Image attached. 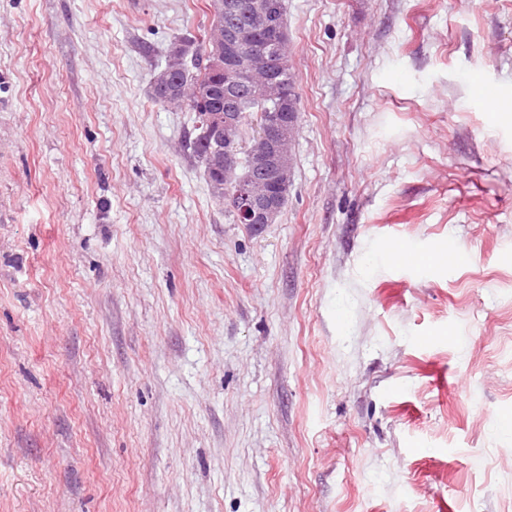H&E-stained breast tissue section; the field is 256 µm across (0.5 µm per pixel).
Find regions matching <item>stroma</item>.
Returning <instances> with one entry per match:
<instances>
[{
	"mask_svg": "<svg viewBox=\"0 0 512 512\" xmlns=\"http://www.w3.org/2000/svg\"><path fill=\"white\" fill-rule=\"evenodd\" d=\"M285 3L238 224L152 98L212 0H0V512H512V0Z\"/></svg>",
	"mask_w": 512,
	"mask_h": 512,
	"instance_id": "obj_1",
	"label": "stroma"
}]
</instances>
